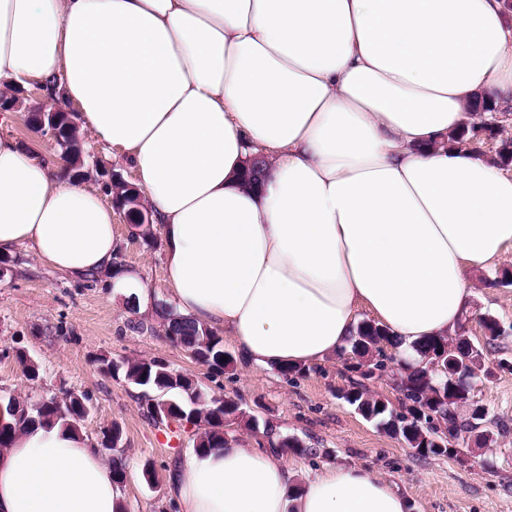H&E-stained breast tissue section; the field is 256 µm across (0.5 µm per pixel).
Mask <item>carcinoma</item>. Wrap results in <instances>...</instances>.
Segmentation results:
<instances>
[{"label":"carcinoma","mask_w":512,"mask_h":512,"mask_svg":"<svg viewBox=\"0 0 512 512\" xmlns=\"http://www.w3.org/2000/svg\"><path fill=\"white\" fill-rule=\"evenodd\" d=\"M61 124V142L58 144L60 158L65 162L63 172L82 174L87 168L82 158L83 135L78 125L62 114L59 116ZM495 140L492 151L480 149L487 139ZM451 142L458 146L471 144L475 146L473 152L480 155H490L493 163L507 169L512 166V139L504 138L500 126L491 123L485 118L479 123L469 121L456 132ZM157 314L162 321L164 335L176 341L186 350L202 358L205 365L211 370L222 373L232 371L236 367V358L224 350V339L208 327L198 325L190 318L177 313L166 305L157 307ZM393 347L389 340V333L377 323L363 321L359 323L349 339L350 352L358 359L355 368L369 367L379 372L384 371L385 361L388 360L385 348ZM414 350L427 361H432L441 353H448V376H453L455 368L462 367V372L471 378L484 370V349L474 343L470 337L455 331V334L440 339H425L413 345ZM15 360L22 368L26 378L36 381L41 377L40 366L25 352L18 351ZM103 371L114 378H122L128 383L141 389V395L156 394L159 386L167 389L156 404L147 405V413L154 416V410L167 411L172 418L182 415L189 416L195 425L204 426L194 443V448L202 451H215L224 448L227 439L224 436V416L232 415L235 420L242 423L246 430L266 434L268 440L278 436L269 424L259 425L257 417L243 411L240 405L229 398L223 402L209 395L200 387L191 386L188 377L173 372L169 366L158 359L129 360L123 359L117 363L113 360H102ZM406 398L413 404L425 405L436 418L446 424L448 438L460 439V432L469 433V440L477 445H485L490 440V431L482 428L486 416L470 415L460 421L456 414L449 412V406L456 404L466 387L459 383L455 387H448L443 391L434 386L428 379L427 371L415 367L406 368L403 380ZM347 393L352 395L348 403L363 413V417L374 423L381 431L401 438L409 447L415 449L421 456L438 454L433 448V442L439 437V430L434 426H417L410 424V429L396 427L400 414L396 413L389 403L381 397L373 395L366 386L354 381ZM4 405V414L8 418L0 417V448L11 445L12 440L22 431L58 424L65 429L78 430V424L89 411L88 398L80 393L71 394L69 404L59 407L55 400L48 399L40 402L39 406L20 401L13 396L0 399Z\"/></svg>","instance_id":"1"}]
</instances>
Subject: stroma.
<instances>
[{"mask_svg":"<svg viewBox=\"0 0 512 512\" xmlns=\"http://www.w3.org/2000/svg\"><path fill=\"white\" fill-rule=\"evenodd\" d=\"M152 232L154 242L147 245L132 238L123 221L115 223L118 261L147 286L152 300L142 311L130 309L127 295L114 290L109 278L74 279L23 248L0 276V396L35 401L66 391L85 394L89 414L80 429L92 442L103 429L119 425L123 441L116 453L128 464L127 512H179L168 486H149L143 468L152 465L166 476L192 450L200 428L150 419L136 390L101 370L105 357L159 359L209 394L236 399L279 433L314 448V455L298 458L303 474L325 465H358L391 482L411 512H512V287L494 283L497 270H512V246L496 267L466 273L472 296L465 333L487 345L489 370L474 381L471 394L488 411L492 439L482 448L470 446L459 459L422 458L340 398L351 378L347 357L332 356L292 379L272 367L241 363L219 374L166 339L154 308L169 300L165 239L161 225ZM487 313L501 326L491 341L479 322ZM17 350L37 361L41 380H27L14 359Z\"/></svg>","mask_w":512,"mask_h":512,"instance_id":"35a3bbf8","label":"stroma"}]
</instances>
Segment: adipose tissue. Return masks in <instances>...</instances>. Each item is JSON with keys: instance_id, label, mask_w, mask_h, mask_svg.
<instances>
[{"instance_id": "obj_1", "label": "adipose tissue", "mask_w": 512, "mask_h": 512, "mask_svg": "<svg viewBox=\"0 0 512 512\" xmlns=\"http://www.w3.org/2000/svg\"><path fill=\"white\" fill-rule=\"evenodd\" d=\"M47 86L124 150L162 224L179 312L260 367L345 347L368 308L407 364L467 311L466 267L512 245V176L450 146L470 107L512 106L505 0H0V87ZM271 168L245 187L249 155ZM0 135V254L76 277L116 264L112 206ZM244 436L190 452L180 512H407L389 481ZM83 435L28 429L0 449V512H122Z\"/></svg>"}]
</instances>
